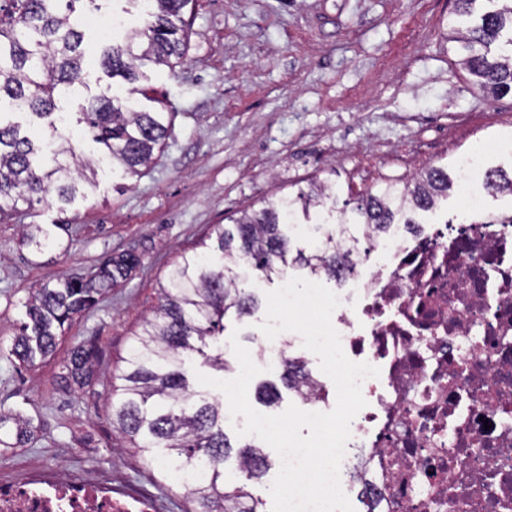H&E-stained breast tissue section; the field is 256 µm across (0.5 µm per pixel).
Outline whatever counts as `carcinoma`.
<instances>
[{"mask_svg":"<svg viewBox=\"0 0 512 512\" xmlns=\"http://www.w3.org/2000/svg\"><path fill=\"white\" fill-rule=\"evenodd\" d=\"M76 0H0V106L24 112L47 124L55 142L47 157V139L34 138L0 111V221L9 220L22 206L48 199L64 205L96 188L99 165L109 160L131 175L147 166L170 133L167 112L138 109L135 87L139 68L147 62L170 69L186 52L185 15L194 0H140L147 5L148 22L127 31L122 44L101 51L107 76L130 85L88 98L83 71V34L71 24ZM448 20V40L458 43V64L487 96L512 92V0H488L489 10L475 14L480 0H455ZM504 42L498 52L492 46ZM62 99L77 101V123L92 134L103 155L80 159L71 139L70 115L58 111ZM492 194L512 197V173L502 168L486 172ZM456 183L445 167H431L402 185L387 183L357 200L358 219L340 211L342 234L355 243L354 225H372L384 232L390 224H414L419 211H431L448 199ZM333 182L310 181L294 195L279 197L255 210H244L228 227L217 224L191 250L183 253L160 285L157 306L132 337L127 356L110 383L108 419L148 467L166 456L164 476L176 480L190 504L187 512H261L248 483L260 479L273 465L263 448L244 444L234 449L224 433V395L201 391L191 382L199 364L220 374L230 369L224 360V319L241 320L259 307L260 297L234 268H244L268 282L295 267L312 276L336 275L345 266L336 238L327 232L307 250L291 254L286 229L298 224L297 214L309 218V208L337 203ZM62 224H36L23 241L36 249L53 245ZM140 265L134 253L108 257L87 275L61 273L36 288L24 303L26 321L11 349L20 364L34 367L52 355L73 321L104 300L112 286L127 279ZM98 363L91 342L75 345L64 364L63 380L89 384ZM281 380L296 395L294 361L281 363ZM14 424L28 431L31 419L14 409L0 408V429ZM237 451L242 481L224 482V463Z\"/></svg>","mask_w":512,"mask_h":512,"instance_id":"1","label":"carcinoma"}]
</instances>
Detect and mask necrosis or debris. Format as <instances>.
Wrapping results in <instances>:
<instances>
[{
    "label": "necrosis or debris",
    "mask_w": 512,
    "mask_h": 512,
    "mask_svg": "<svg viewBox=\"0 0 512 512\" xmlns=\"http://www.w3.org/2000/svg\"><path fill=\"white\" fill-rule=\"evenodd\" d=\"M461 210L349 244L332 324L379 367L340 467L363 512H512V223L482 207L465 159ZM0 512H155L108 481L35 471L0 482Z\"/></svg>",
    "instance_id": "obj_1"
}]
</instances>
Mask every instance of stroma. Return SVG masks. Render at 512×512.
<instances>
[{
	"label": "stroma",
	"instance_id": "obj_1",
	"mask_svg": "<svg viewBox=\"0 0 512 512\" xmlns=\"http://www.w3.org/2000/svg\"><path fill=\"white\" fill-rule=\"evenodd\" d=\"M453 0H197L186 60L144 68L142 109L172 112L163 150L136 176L108 170L88 197L44 203L0 222V406L31 420L7 434L0 480L57 469L149 494L157 512H185L183 491L147 468L107 419V393L133 331L158 303L179 254L210 225L292 185L333 180L356 199L389 182L483 153L512 168V93L487 97L459 68L448 39ZM24 224H66L34 251ZM140 266L73 324L34 368L11 356L29 294L82 275L107 255ZM101 348L92 384L61 377L73 343Z\"/></svg>",
	"mask_w": 512,
	"mask_h": 512
}]
</instances>
